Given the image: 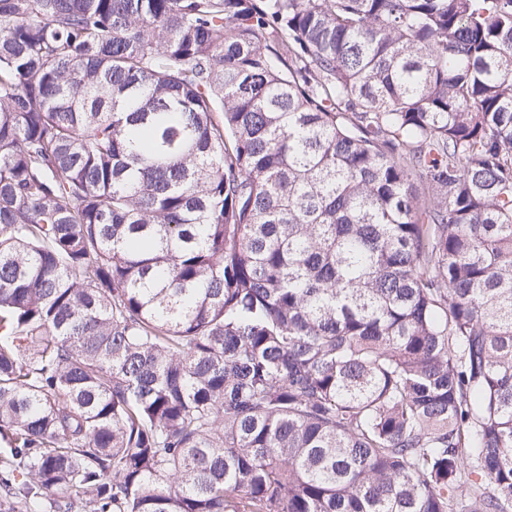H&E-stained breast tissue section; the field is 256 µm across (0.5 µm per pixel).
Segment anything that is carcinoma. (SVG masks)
Listing matches in <instances>:
<instances>
[{"mask_svg": "<svg viewBox=\"0 0 512 512\" xmlns=\"http://www.w3.org/2000/svg\"><path fill=\"white\" fill-rule=\"evenodd\" d=\"M0 512H512V0H0Z\"/></svg>", "mask_w": 512, "mask_h": 512, "instance_id": "cac0c4a2", "label": "carcinoma"}]
</instances>
